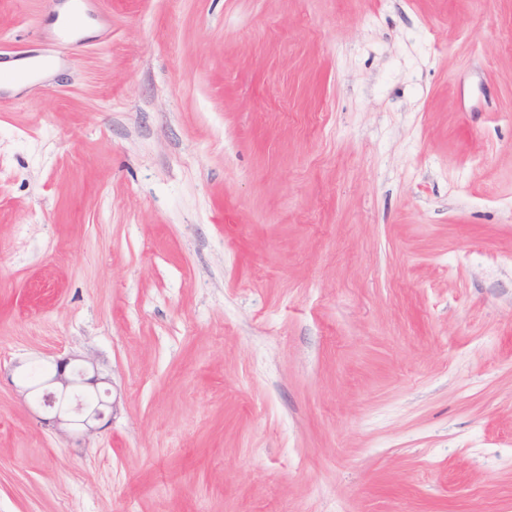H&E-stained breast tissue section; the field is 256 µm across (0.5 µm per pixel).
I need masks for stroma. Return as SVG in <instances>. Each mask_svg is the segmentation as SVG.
<instances>
[{
  "mask_svg": "<svg viewBox=\"0 0 512 512\" xmlns=\"http://www.w3.org/2000/svg\"><path fill=\"white\" fill-rule=\"evenodd\" d=\"M0 0V512H512V0ZM93 359L44 426L15 361ZM74 7L72 11L69 13L70 6L69 5H61L57 7L58 15L56 20L53 22V26L59 28L64 23L65 19L67 21L65 25L61 28L58 35H56V39L59 44H65L70 39V34L73 30L82 25L85 20V17L90 13L91 2L92 0H73ZM69 13V15H68ZM72 358L56 359L50 364H45L48 371L39 384H33L24 378L28 369L27 364L15 363L14 368H21L19 391L22 397H28L30 401L43 412L50 413L49 418H40L44 425L51 426L60 433L83 437L102 429L106 424L99 426L105 419L107 409L112 405L107 403L85 404L72 407L70 398L82 388H98L99 383L108 382L102 378L94 364L91 365L92 375L88 366H76ZM85 393V392H84Z\"/></svg>",
  "mask_w": 512,
  "mask_h": 512,
  "instance_id": "35a3bbf8",
  "label": "stroma"
}]
</instances>
